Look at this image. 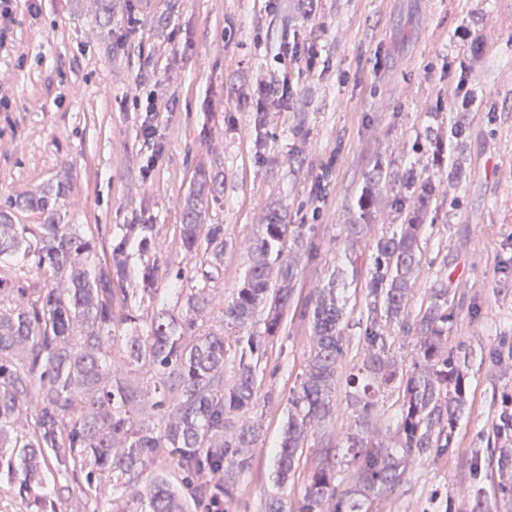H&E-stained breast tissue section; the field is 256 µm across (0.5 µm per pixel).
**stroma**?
<instances>
[{
	"label": "stroma",
	"mask_w": 512,
	"mask_h": 512,
	"mask_svg": "<svg viewBox=\"0 0 512 512\" xmlns=\"http://www.w3.org/2000/svg\"><path fill=\"white\" fill-rule=\"evenodd\" d=\"M458 127L460 145L449 137ZM432 132L446 137L441 167L426 149ZM377 156L434 180L447 163L462 167L432 205L408 310L447 281L448 346L466 364L468 406L453 448L415 459L370 512H512L491 434L512 390V0H112L108 29L91 0H11L0 17V206L65 179L62 221L99 248L124 225H154L151 253L129 249L131 272L154 257L194 268L205 256L176 239L185 198L199 166L223 172L224 194L207 206L227 244L210 320L238 288L254 226L274 204L310 228L302 295L344 266L337 241ZM365 293L361 281L341 292L352 324L336 417L315 427L279 490L274 448L311 345L308 324L285 315L263 363L261 388L274 397L256 408L263 432L232 512H264L276 492L296 504L321 449L353 425L345 380L360 357Z\"/></svg>",
	"instance_id": "1"
}]
</instances>
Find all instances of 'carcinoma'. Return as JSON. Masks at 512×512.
Wrapping results in <instances>:
<instances>
[{"label": "carcinoma", "mask_w": 512, "mask_h": 512, "mask_svg": "<svg viewBox=\"0 0 512 512\" xmlns=\"http://www.w3.org/2000/svg\"><path fill=\"white\" fill-rule=\"evenodd\" d=\"M386 185L398 223L364 262L358 244ZM68 190L61 181L0 208V294L12 293L0 299V491L23 512H230L261 432L249 418L261 364L293 306L308 323L313 346L288 397L275 454L274 483L282 488L300 466L312 423L336 415V369L349 325L336 290L349 277H366L357 322L364 356L347 378L358 406L343 445L354 467L352 486L337 491L336 457L327 455L311 471L294 512H369L412 459L452 447L468 387L465 363L448 348L452 310L444 281L426 289L416 314L407 309L436 193L432 180L372 159L356 223L346 225L347 265L300 303L298 262L311 255L313 243L305 225L287 223L286 209L271 207L255 227L249 264L217 327L205 323L210 288L182 287L193 281L187 269L173 273L155 259L134 287H124L127 245L148 251L154 225H127L101 259L93 237L61 221L58 200ZM223 194L224 175L199 169L179 226L180 248L206 255L207 281L224 266L226 243L224 226L206 223L205 203ZM15 209L38 213L41 223H14ZM19 258L46 276V287L17 285ZM162 280L179 287L181 308L147 314L143 306L157 297ZM393 327L416 339L409 365L392 352ZM228 361L233 376L226 381ZM384 394L398 403L390 448L377 444L369 429ZM503 406L491 430L500 445L498 487L512 494L511 392ZM148 469L154 478L142 492L138 480ZM63 491L77 496L81 508L63 506Z\"/></svg>", "instance_id": "carcinoma-1"}]
</instances>
